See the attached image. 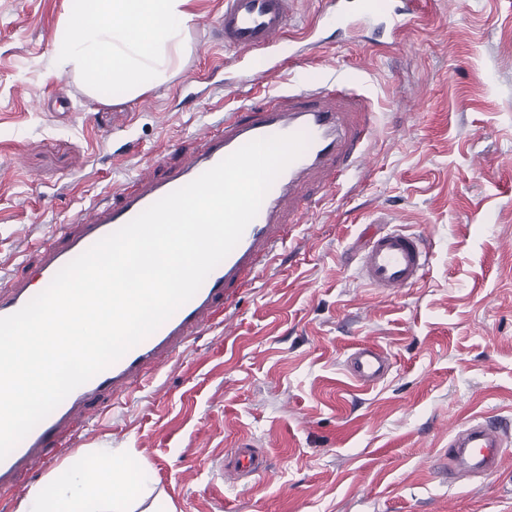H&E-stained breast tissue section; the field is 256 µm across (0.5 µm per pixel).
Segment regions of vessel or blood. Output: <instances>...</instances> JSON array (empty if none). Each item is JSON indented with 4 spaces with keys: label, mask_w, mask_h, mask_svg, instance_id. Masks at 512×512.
Instances as JSON below:
<instances>
[{
    "label": "vessel or blood",
    "mask_w": 512,
    "mask_h": 512,
    "mask_svg": "<svg viewBox=\"0 0 512 512\" xmlns=\"http://www.w3.org/2000/svg\"><path fill=\"white\" fill-rule=\"evenodd\" d=\"M297 0H224L219 26L225 49L249 56L263 54L275 70L274 52L295 14ZM375 17L370 0H358L357 15L345 13L339 0H324L322 19L340 29L354 17ZM365 99L346 85L328 83L288 95H273L260 106L242 104L204 131L194 148L177 162L158 157L133 181L115 185L104 197L57 225L33 247L24 275L0 276V317L11 315L47 288L53 277L99 240L130 222L150 205L188 184L244 144L264 137L301 134L303 153L276 178L257 216L234 250L206 277L198 292L167 321L118 361L72 391L4 458L0 491L23 493L65 449L82 440L73 426L97 423L109 410L132 399L162 369L176 365L196 336L225 324L224 310L242 288L251 286L287 242L290 228L309 216L315 191L337 188L364 167L372 130ZM432 252L421 235L402 230L374 233L357 257V276L367 287L394 295L420 284ZM387 351L361 343L345 360L349 378L362 387L381 382L391 371ZM512 454V431L484 416L459 422L448 437V476L456 480L500 472ZM240 480L251 483L268 464L251 444L234 453Z\"/></svg>",
    "instance_id": "obj_1"
}]
</instances>
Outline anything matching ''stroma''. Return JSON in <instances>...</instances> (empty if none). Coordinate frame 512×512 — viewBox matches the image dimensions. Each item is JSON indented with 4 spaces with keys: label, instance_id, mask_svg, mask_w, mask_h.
<instances>
[{
    "label": "stroma",
    "instance_id": "35a3bbf8",
    "mask_svg": "<svg viewBox=\"0 0 512 512\" xmlns=\"http://www.w3.org/2000/svg\"><path fill=\"white\" fill-rule=\"evenodd\" d=\"M419 28L318 21L297 0L275 93L344 77L374 114L373 165L320 193L306 226L244 291L231 335L199 336L183 361L85 435L152 467L136 512H512V462L448 481V425L512 422V0H418ZM69 0H0V274L80 204L190 145L254 99L249 64L215 33L224 0H191L187 51L139 96L89 97L61 68ZM417 231L432 250L419 287L386 297L350 255L371 229ZM372 343L393 368L365 391L344 364ZM252 443L270 465L253 487L223 468Z\"/></svg>",
    "mask_w": 512,
    "mask_h": 512
}]
</instances>
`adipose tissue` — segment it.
<instances>
[{
	"mask_svg": "<svg viewBox=\"0 0 512 512\" xmlns=\"http://www.w3.org/2000/svg\"><path fill=\"white\" fill-rule=\"evenodd\" d=\"M190 0H78L62 35L63 67L91 97L110 86L134 98L166 81L195 16ZM127 461L112 449L95 460L77 452L48 491L28 495L24 512H128Z\"/></svg>",
	"mask_w": 512,
	"mask_h": 512,
	"instance_id": "obj_1",
	"label": "adipose tissue"
}]
</instances>
